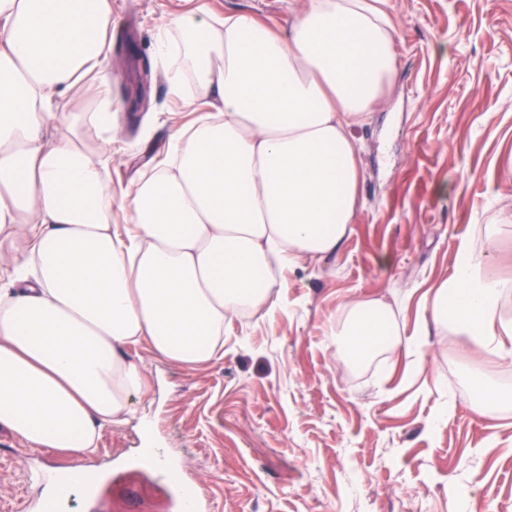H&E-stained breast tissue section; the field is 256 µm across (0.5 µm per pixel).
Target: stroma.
<instances>
[{
    "label": "stroma",
    "mask_w": 512,
    "mask_h": 512,
    "mask_svg": "<svg viewBox=\"0 0 512 512\" xmlns=\"http://www.w3.org/2000/svg\"><path fill=\"white\" fill-rule=\"evenodd\" d=\"M301 0H112L107 87L78 83L56 99L65 116L120 111L114 132L86 129L91 159L108 160L114 199L163 145L172 116L193 118L155 54L163 26L200 6L245 12L284 30ZM396 78L357 128L361 208L335 254L287 271L273 316L224 325V356L186 366L130 346L150 393L140 414L102 429L91 464L109 512L137 489L144 512H168L172 480L134 459L155 448L213 512H512V410L466 401L475 352L431 329L422 349L394 348L354 368L328 343L341 307L378 298L413 334L423 297L452 273L455 251L490 201L512 209V0H386ZM64 472L80 459L32 448L0 429V512H30L42 489L25 463Z\"/></svg>",
    "instance_id": "stroma-1"
}]
</instances>
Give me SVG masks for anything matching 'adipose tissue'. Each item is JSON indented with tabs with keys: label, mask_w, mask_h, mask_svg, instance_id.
<instances>
[{
	"label": "adipose tissue",
	"mask_w": 512,
	"mask_h": 512,
	"mask_svg": "<svg viewBox=\"0 0 512 512\" xmlns=\"http://www.w3.org/2000/svg\"><path fill=\"white\" fill-rule=\"evenodd\" d=\"M382 2L304 0L282 33L247 13L177 19L172 90L189 79L187 106L223 105L176 126L117 204L79 126L45 138L53 100L105 76L112 0H0V236L23 240L10 261L26 268L0 280V429L83 459L56 497L95 480L100 429L137 414L149 381L131 345L187 366L223 357L227 320L272 315L284 271L343 242L360 210L354 130L396 75ZM498 218L460 242L420 318L421 333L444 328L488 356L469 392L487 414L504 396L494 367L512 365V275L490 272L512 213ZM403 334L389 305L358 301L330 343L359 366Z\"/></svg>",
	"instance_id": "ef3b65f1"
}]
</instances>
